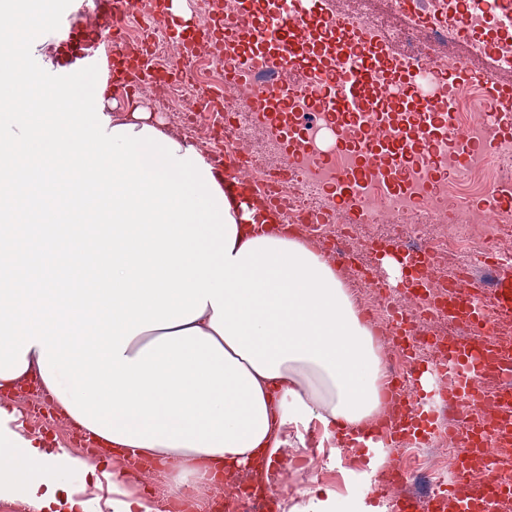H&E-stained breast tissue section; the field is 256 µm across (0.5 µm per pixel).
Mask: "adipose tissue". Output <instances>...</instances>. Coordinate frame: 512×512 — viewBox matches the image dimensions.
<instances>
[{"mask_svg": "<svg viewBox=\"0 0 512 512\" xmlns=\"http://www.w3.org/2000/svg\"><path fill=\"white\" fill-rule=\"evenodd\" d=\"M38 0H0V388L37 372L83 430L170 458L169 490L214 464L277 460L288 425L378 421L380 348L334 267L296 236L246 229L198 149L107 113L105 88L30 67ZM161 512L43 447L0 406V500L34 512Z\"/></svg>", "mask_w": 512, "mask_h": 512, "instance_id": "obj_1", "label": "adipose tissue"}]
</instances>
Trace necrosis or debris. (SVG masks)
<instances>
[{
    "label": "necrosis or debris",
    "instance_id": "1",
    "mask_svg": "<svg viewBox=\"0 0 512 512\" xmlns=\"http://www.w3.org/2000/svg\"><path fill=\"white\" fill-rule=\"evenodd\" d=\"M459 6V0H350L346 15L359 32L378 34L388 44L399 46L419 67L420 93L435 102H449L455 125L454 137L439 142L425 163L412 167L401 189L390 191L388 177L375 174L356 185L355 196L360 221L371 229L373 238L399 236L412 246L428 248L435 257L455 253L469 273L484 276L488 270L481 263L482 256L497 250L499 237L512 235V199L502 198L505 188L512 186V135H502V118L486 104L481 88L463 82L444 87L439 75L461 62L511 75L512 37L491 44L481 38L486 19L481 0L469 7L471 35H460L455 25ZM192 53L198 67L189 78L157 82L152 91L161 102L186 101L187 112L176 116L172 125L195 138L199 132L191 108L201 104L210 89L223 86L224 63L205 44L195 45ZM269 78L265 62L258 59L248 79L226 89L224 109L235 113L236 124L225 135V146L250 156L264 150L245 105L262 92ZM459 134L475 146L464 164L455 151L454 138ZM334 140L328 124L311 119L302 154L305 165L279 186L285 219L316 241L330 238V225L347 222L341 209L326 203L337 170L353 163L352 156L334 152ZM488 142L493 148L487 152L483 146ZM494 194L501 196V203L485 207L483 198ZM311 214L319 215V223L308 222ZM447 223L455 225V232L426 230L427 225ZM222 496L224 512H267L247 475L226 476Z\"/></svg>",
    "mask_w": 512,
    "mask_h": 512
}]
</instances>
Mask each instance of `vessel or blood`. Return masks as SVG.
Wrapping results in <instances>:
<instances>
[{
  "instance_id": "b4317fda",
  "label": "vessel or blood",
  "mask_w": 512,
  "mask_h": 512,
  "mask_svg": "<svg viewBox=\"0 0 512 512\" xmlns=\"http://www.w3.org/2000/svg\"><path fill=\"white\" fill-rule=\"evenodd\" d=\"M173 2L155 0L149 26L163 28L186 48L211 43L225 64L226 82L244 75L256 55L277 73L299 68V83L277 82L248 107L278 135L284 152L279 179H287L300 164L304 127L312 114L340 129L337 152L357 160L355 168L337 174L341 187L380 168L404 174L425 160L453 125L447 108L416 94L410 62L389 54L381 36L359 34L324 0H298L294 8L289 0H243L233 19L224 14V0H211L204 19L176 9ZM136 8L137 0H85L78 11L72 0H48L55 58L47 79L64 88L95 72L113 92L129 97L149 88L159 75L142 64L148 49L125 37L126 20ZM451 78L486 86L489 106L512 112V91L489 88L484 74L463 66ZM381 82L394 91L386 112L374 105ZM298 98L307 104L305 114L292 110ZM213 163L224 179L225 197L253 223L264 229L282 223L274 189L241 177L244 156L228 152ZM361 252L358 246L327 249L333 264L387 289V281L373 277L361 263ZM372 253L378 260L394 257L402 266L398 289L408 303L395 310L389 339L411 371L386 386L390 415L374 428L357 431L364 439L357 447L362 461L373 456L365 444L369 438L382 441L388 453L384 468L366 479L365 499L372 505L391 501L393 512H499L501 501L512 498V481L501 480V463L491 454L495 448H512V386L500 384L503 377L512 378V346L497 336L498 326L512 324V263L490 256L496 269L490 284L457 272L434 285L426 251L408 249L391 237L373 243ZM441 313L466 325L468 336L422 330V322ZM438 433L447 434L455 447L450 479L432 493L404 492L411 477L394 450L406 443L427 444Z\"/></svg>"
}]
</instances>
